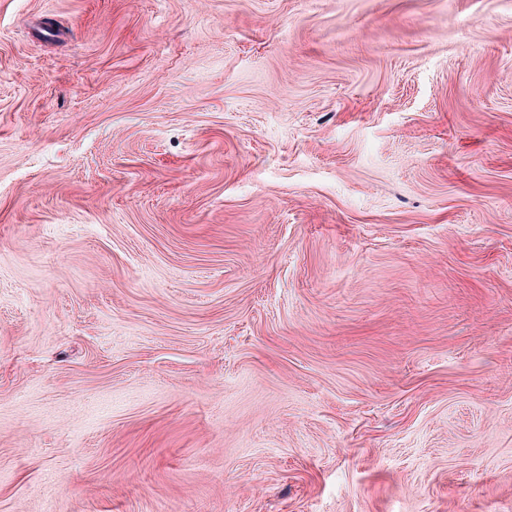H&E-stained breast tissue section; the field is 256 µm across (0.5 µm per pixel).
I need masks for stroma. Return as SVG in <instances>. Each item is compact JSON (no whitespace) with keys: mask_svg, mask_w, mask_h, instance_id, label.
Returning <instances> with one entry per match:
<instances>
[{"mask_svg":"<svg viewBox=\"0 0 512 512\" xmlns=\"http://www.w3.org/2000/svg\"><path fill=\"white\" fill-rule=\"evenodd\" d=\"M0 512H512V0H0Z\"/></svg>","mask_w":512,"mask_h":512,"instance_id":"1","label":"stroma"}]
</instances>
